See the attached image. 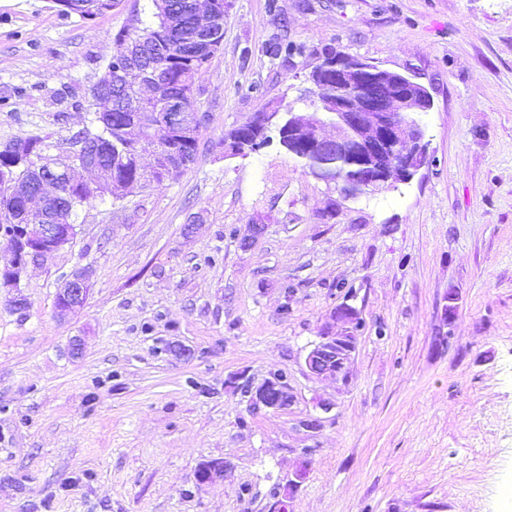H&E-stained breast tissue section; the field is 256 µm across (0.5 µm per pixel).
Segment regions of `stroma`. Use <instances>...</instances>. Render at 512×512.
Here are the masks:
<instances>
[{
    "label": "stroma",
    "instance_id": "stroma-1",
    "mask_svg": "<svg viewBox=\"0 0 512 512\" xmlns=\"http://www.w3.org/2000/svg\"><path fill=\"white\" fill-rule=\"evenodd\" d=\"M149 19L148 0L93 20L0 0V146L65 153L115 34ZM282 40L304 54L272 57ZM329 46L429 89L409 183L348 199L279 143L225 157L256 113L317 116ZM196 88L189 169L79 210L25 308L0 288V512H269L305 458L291 512H512V0H226ZM80 265L89 298L58 315ZM344 302L362 327L342 384L304 358ZM278 372L291 406L250 411L233 377Z\"/></svg>",
    "mask_w": 512,
    "mask_h": 512
}]
</instances>
